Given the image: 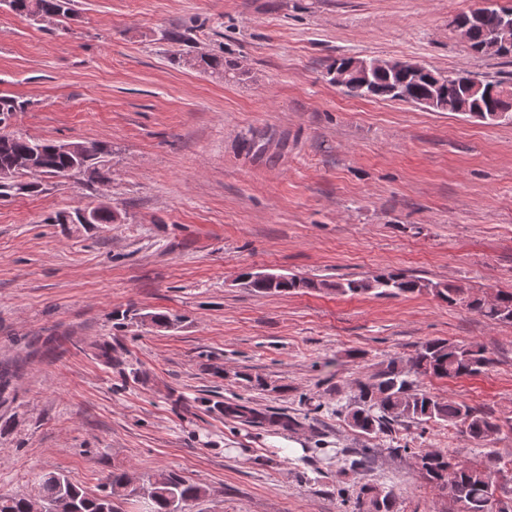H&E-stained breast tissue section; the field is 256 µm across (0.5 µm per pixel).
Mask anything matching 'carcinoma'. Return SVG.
I'll return each instance as SVG.
<instances>
[{"label": "carcinoma", "instance_id": "carcinoma-1", "mask_svg": "<svg viewBox=\"0 0 512 512\" xmlns=\"http://www.w3.org/2000/svg\"><path fill=\"white\" fill-rule=\"evenodd\" d=\"M486 5L473 9L485 13L470 29L468 50L474 54L488 55L486 45L495 24L500 20L502 8L497 0H484ZM9 8L17 15L35 21L41 16L65 23L74 14V0H8ZM190 66L217 74L224 78L240 79L236 64L217 54H204L185 60ZM474 78L469 71L459 68L448 73L425 68L419 76L407 74L399 65L375 71L367 76L356 73L347 75L344 88L360 98H382L414 103L436 98L448 104L437 111L461 112L470 115L478 112H506V121L512 122V82L484 81L480 91H471ZM28 102L15 96L0 95V122L17 112H23ZM86 157L87 167L106 177V157L112 153L109 145L94 142ZM37 153L43 180L32 182L24 190L10 182L0 184V198L20 194L37 195L44 191L45 180L71 174L80 162L75 154L57 151L56 143L37 140L14 131L0 140V168L8 167L19 157ZM91 223L112 224L117 215L108 206L90 209ZM392 284L375 288V276L339 281H314L297 276L276 284L252 280L247 287L262 295H286L303 289L326 290L336 295L359 296L372 294L400 295L426 292L450 306H459L469 312L500 323H512V290H500L495 301L488 302L461 285L432 282L402 273L390 274ZM490 358L477 345L460 344L446 340H429L420 345L407 364L396 359L387 361L368 379L357 384L347 413L349 423L366 434L383 433L392 423L409 421L418 425L430 422L465 427L468 437L476 442L487 441L490 432L500 430L492 417L456 401L438 400L431 394L414 387V378H460L474 376L487 370ZM224 415L254 426L278 424L283 427L295 424V419L285 413L263 412L246 402L224 404ZM418 468L436 487L448 491L456 512H492L491 498L496 494L498 478L503 472L500 460L489 459L487 464L455 461L440 453H423L417 456ZM382 495V512H394L395 494L388 490L365 485L357 496V512H366L365 506L375 495ZM148 498L149 512H189L207 497V489L190 481L175 471L148 474L138 487L131 485L129 476L113 470L105 476L99 492L90 494L72 483L62 473L38 474L30 490L22 493H0V512H32L39 505L42 512H128L127 504L139 498Z\"/></svg>", "mask_w": 512, "mask_h": 512}]
</instances>
